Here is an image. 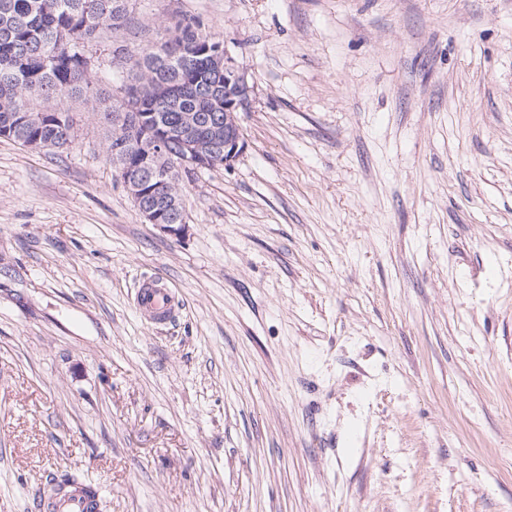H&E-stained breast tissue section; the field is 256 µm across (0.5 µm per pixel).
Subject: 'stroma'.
Wrapping results in <instances>:
<instances>
[{"label": "stroma", "instance_id": "stroma-1", "mask_svg": "<svg viewBox=\"0 0 512 512\" xmlns=\"http://www.w3.org/2000/svg\"><path fill=\"white\" fill-rule=\"evenodd\" d=\"M126 8L72 149L0 139V512L64 472L101 512H512V0ZM181 14L252 94L177 238L91 110ZM135 303L140 317L154 325L171 321L181 307L173 289L151 277L143 278L139 283Z\"/></svg>", "mask_w": 512, "mask_h": 512}]
</instances>
